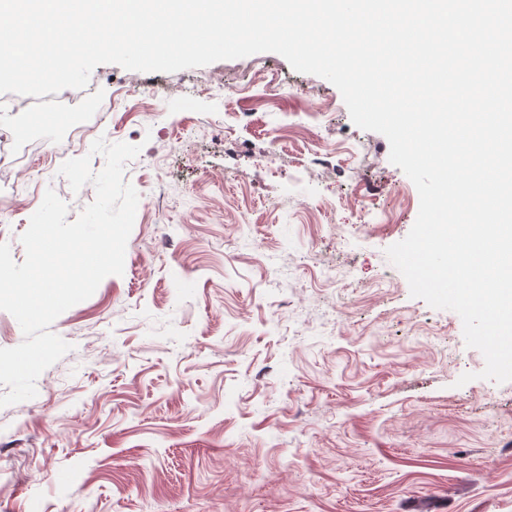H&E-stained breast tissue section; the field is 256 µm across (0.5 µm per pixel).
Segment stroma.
<instances>
[{"mask_svg":"<svg viewBox=\"0 0 512 512\" xmlns=\"http://www.w3.org/2000/svg\"><path fill=\"white\" fill-rule=\"evenodd\" d=\"M86 91L0 112L29 189L0 211L18 263L46 190L70 222L95 198L59 172L74 121L142 147L123 275L53 322L72 351L0 408V512H512V382L480 378L461 318L387 259L419 194L334 85L264 52L102 64Z\"/></svg>","mask_w":512,"mask_h":512,"instance_id":"stroma-1","label":"stroma"}]
</instances>
